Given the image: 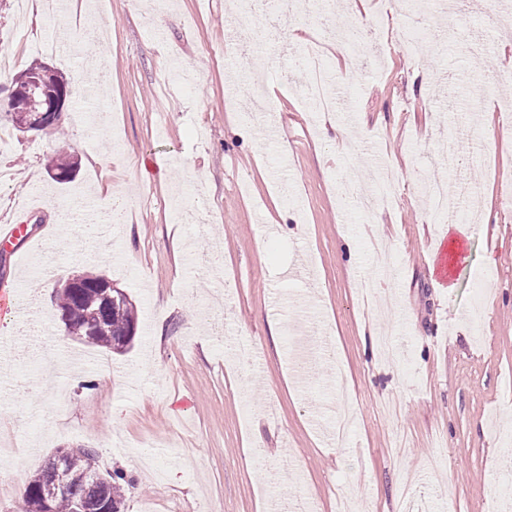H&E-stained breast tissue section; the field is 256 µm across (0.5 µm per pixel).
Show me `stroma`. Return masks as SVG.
<instances>
[{"instance_id": "obj_1", "label": "stroma", "mask_w": 512, "mask_h": 512, "mask_svg": "<svg viewBox=\"0 0 512 512\" xmlns=\"http://www.w3.org/2000/svg\"><path fill=\"white\" fill-rule=\"evenodd\" d=\"M506 0H357L369 25L433 42L393 45L341 74L339 108L303 103L296 59L273 37L225 35V0H70L66 20L0 0V40L72 88L62 133L9 131L0 166L21 198L0 199V444L11 456L0 512L57 451L92 448L124 471L122 512H512V28ZM350 23L338 0L289 22L300 45L320 17ZM64 37L54 54L30 43ZM279 125L278 139L260 132ZM78 159L73 181L48 174ZM397 175L391 206L364 212L338 191L360 173ZM469 189L478 221H460L465 258L448 281L432 269L445 224L425 221V185ZM127 220L110 224L113 198ZM274 225L262 235L253 219ZM95 222H88V215ZM109 236H102L103 224ZM92 270L137 308L125 353L67 335L53 304L63 272ZM258 353L240 359V346ZM112 363L102 376L95 359ZM159 369H152V360ZM94 381L81 388L80 379ZM346 403L353 433L326 435Z\"/></svg>"}]
</instances>
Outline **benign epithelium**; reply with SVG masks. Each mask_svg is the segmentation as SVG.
I'll return each instance as SVG.
<instances>
[{
  "label": "benign epithelium",
  "instance_id": "benign-epithelium-1",
  "mask_svg": "<svg viewBox=\"0 0 512 512\" xmlns=\"http://www.w3.org/2000/svg\"><path fill=\"white\" fill-rule=\"evenodd\" d=\"M65 98L57 73L47 67L16 76L7 103L9 111L29 117V124L45 130L61 118Z\"/></svg>",
  "mask_w": 512,
  "mask_h": 512
}]
</instances>
